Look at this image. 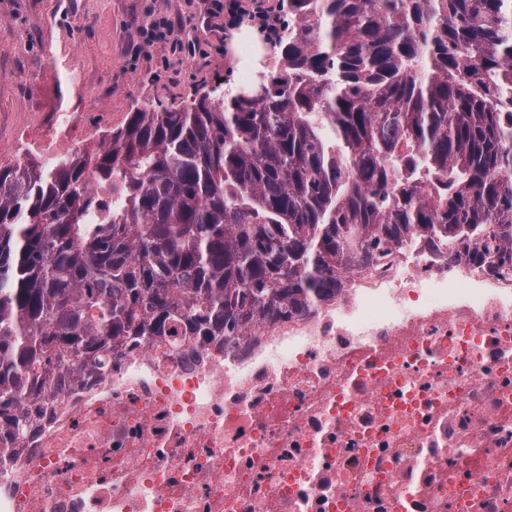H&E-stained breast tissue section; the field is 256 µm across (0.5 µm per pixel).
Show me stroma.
<instances>
[{
	"mask_svg": "<svg viewBox=\"0 0 512 512\" xmlns=\"http://www.w3.org/2000/svg\"><path fill=\"white\" fill-rule=\"evenodd\" d=\"M214 0H0V167L62 116L97 145L129 112L238 90L253 23L202 24Z\"/></svg>",
	"mask_w": 512,
	"mask_h": 512,
	"instance_id": "1",
	"label": "stroma"
}]
</instances>
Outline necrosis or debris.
<instances>
[{
  "label": "necrosis or debris",
  "instance_id": "necrosis-or-debris-1",
  "mask_svg": "<svg viewBox=\"0 0 512 512\" xmlns=\"http://www.w3.org/2000/svg\"><path fill=\"white\" fill-rule=\"evenodd\" d=\"M340 279L81 372L0 447V512H512V276L413 239Z\"/></svg>",
  "mask_w": 512,
  "mask_h": 512
}]
</instances>
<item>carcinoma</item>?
<instances>
[{
	"label": "carcinoma",
	"instance_id": "1",
	"mask_svg": "<svg viewBox=\"0 0 512 512\" xmlns=\"http://www.w3.org/2000/svg\"><path fill=\"white\" fill-rule=\"evenodd\" d=\"M287 2L259 94L0 168V440L119 347L286 317L409 235L512 270V0Z\"/></svg>",
	"mask_w": 512,
	"mask_h": 512
}]
</instances>
